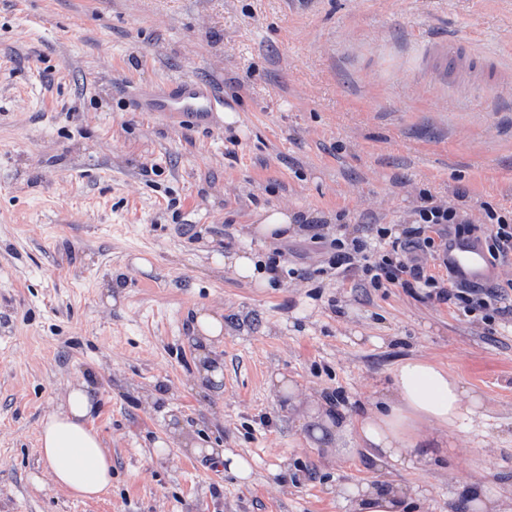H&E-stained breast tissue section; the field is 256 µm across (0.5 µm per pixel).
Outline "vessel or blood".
Segmentation results:
<instances>
[{
  "instance_id": "obj_1",
  "label": "vessel or blood",
  "mask_w": 512,
  "mask_h": 512,
  "mask_svg": "<svg viewBox=\"0 0 512 512\" xmlns=\"http://www.w3.org/2000/svg\"><path fill=\"white\" fill-rule=\"evenodd\" d=\"M465 48L464 41L456 36L435 44L434 52L444 67H453ZM224 98L220 88L203 81L175 79L158 87L136 90L132 103L139 112H162L176 116H190L196 121H208L212 112L218 111ZM441 259L452 270L456 280L463 283H489L499 270L492 265L481 245L472 239L452 240Z\"/></svg>"
}]
</instances>
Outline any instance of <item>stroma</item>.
Returning a JSON list of instances; mask_svg holds the SVG:
<instances>
[{"label": "stroma", "mask_w": 512, "mask_h": 512, "mask_svg": "<svg viewBox=\"0 0 512 512\" xmlns=\"http://www.w3.org/2000/svg\"><path fill=\"white\" fill-rule=\"evenodd\" d=\"M458 31L502 85L426 52ZM180 78L222 85L239 122L136 112L124 93ZM427 194L484 228L512 210V0H0V512H342L333 488L372 462L325 463L269 376L359 404L411 354L483 407L401 481L427 512H460L458 480L512 488V318L319 274L328 255L302 234L258 250L274 287L219 262L266 208L331 239L409 222ZM202 305L224 312L217 393L190 382ZM79 380L112 454L111 491L84 501L32 483L40 421ZM174 426L244 455L251 483L169 446Z\"/></svg>", "instance_id": "35a3bbf8"}]
</instances>
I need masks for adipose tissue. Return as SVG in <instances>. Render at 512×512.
<instances>
[{"label": "adipose tissue", "instance_id": "obj_1", "mask_svg": "<svg viewBox=\"0 0 512 512\" xmlns=\"http://www.w3.org/2000/svg\"><path fill=\"white\" fill-rule=\"evenodd\" d=\"M300 230L287 212L262 211L251 228L250 245L225 256L224 264L239 279L269 287L271 275L258 265L254 244H269L283 233ZM192 331L202 346L193 383L203 390L219 386L222 362L212 351L223 340L222 314L198 310ZM269 385L288 411L298 412L300 424L310 426L315 446L328 449L347 439L355 452L374 462L373 480L337 489L343 512H426L427 491L401 482L398 475L447 455L449 431L462 418L475 416L478 406L464 382L422 357L398 361L390 380L375 388L358 414L320 396L302 406L298 385L279 373L270 376ZM98 406V394L80 381L65 389L41 421L40 457L48 477L75 498L97 497L112 485V455L93 425Z\"/></svg>", "mask_w": 512, "mask_h": 512}]
</instances>
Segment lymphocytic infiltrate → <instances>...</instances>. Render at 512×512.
I'll return each mask as SVG.
<instances>
[{"instance_id":"lymphocytic-infiltrate-1","label":"lymphocytic infiltrate","mask_w":512,"mask_h":512,"mask_svg":"<svg viewBox=\"0 0 512 512\" xmlns=\"http://www.w3.org/2000/svg\"><path fill=\"white\" fill-rule=\"evenodd\" d=\"M487 217L495 226L489 234L469 223L462 208L427 196L409 224L398 230L376 225L369 240L344 233L329 240L319 225L309 224L308 229L313 242L325 243L328 267L336 274L358 271L361 281L372 288L397 285L410 292L424 288L438 301L467 313H482L484 320L492 321L512 312L504 305L512 292V281L492 288L464 285L453 277L432 272L420 260L421 255L447 251L452 238L479 240L490 262L512 259V211L491 209Z\"/></svg>"}]
</instances>
